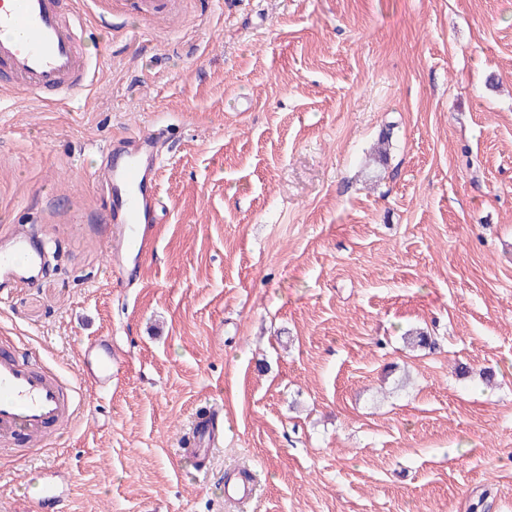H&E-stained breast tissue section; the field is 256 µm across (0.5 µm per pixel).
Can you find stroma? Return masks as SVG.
<instances>
[{
	"instance_id": "obj_1",
	"label": "stroma",
	"mask_w": 512,
	"mask_h": 512,
	"mask_svg": "<svg viewBox=\"0 0 512 512\" xmlns=\"http://www.w3.org/2000/svg\"><path fill=\"white\" fill-rule=\"evenodd\" d=\"M176 2L91 16L70 102L0 94V237L49 254L0 288V342L72 379L95 339L120 362L49 441L0 445V512H39L38 477L59 512H512V0ZM153 124L156 247L120 276L96 172ZM169 0H114L108 1V9L106 14L102 15L103 27L112 28V17L116 15H137L144 18H152L167 13L169 8ZM390 143L388 137H382L372 148L368 160L365 163V171L370 180L381 177L383 166L389 153ZM200 413H206L207 417L209 415L214 417V422L207 421L205 419H201ZM219 417L220 414L218 410L214 408H205L198 412L195 422L192 428V435L187 436L183 440L184 446H194L199 448H184L187 452L190 451V454L198 453L200 454V448L203 444H208L210 446L214 443L216 439L221 435V429L219 426ZM188 441V444H186Z\"/></svg>"
}]
</instances>
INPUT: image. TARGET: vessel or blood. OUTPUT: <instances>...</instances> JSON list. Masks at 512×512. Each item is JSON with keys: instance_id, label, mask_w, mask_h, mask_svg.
<instances>
[{"instance_id": "obj_1", "label": "vessel or blood", "mask_w": 512, "mask_h": 512, "mask_svg": "<svg viewBox=\"0 0 512 512\" xmlns=\"http://www.w3.org/2000/svg\"><path fill=\"white\" fill-rule=\"evenodd\" d=\"M170 0H111L104 27L113 15L152 18L169 10ZM86 18L72 0H0V74L10 87L33 99L45 94L64 102L92 85L98 62L79 50ZM162 134L139 133L112 143V159L99 172V187L113 225L108 241L110 269H123L127 259L143 258L155 244L158 222V176ZM46 248L28 230L16 225L7 245L0 246V284L35 278L44 265ZM116 360L105 339L86 343L79 378L98 389L111 388ZM76 381L49 369H36L32 357L0 352V442H33L46 429L67 422L81 406ZM218 422L196 419L189 445L213 444Z\"/></svg>"}]
</instances>
